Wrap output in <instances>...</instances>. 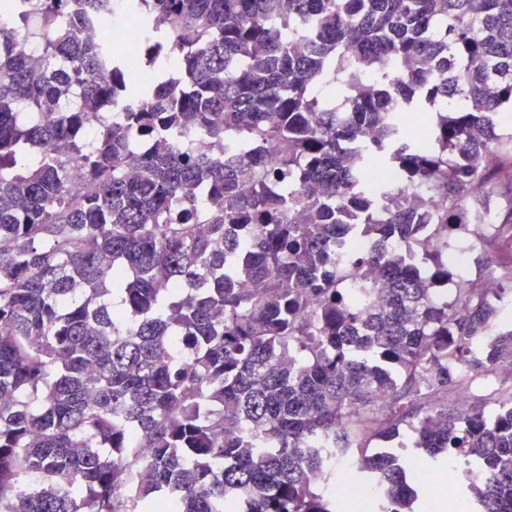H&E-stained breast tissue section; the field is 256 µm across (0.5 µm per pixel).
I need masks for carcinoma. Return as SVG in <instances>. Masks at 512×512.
Masks as SVG:
<instances>
[{"mask_svg": "<svg viewBox=\"0 0 512 512\" xmlns=\"http://www.w3.org/2000/svg\"><path fill=\"white\" fill-rule=\"evenodd\" d=\"M38 2L0 21V512H336L313 480L334 452L415 512L401 459L355 447L402 426L512 512V394L448 407L462 367H512V331L488 338L512 302V0H130L133 65L86 35L114 0ZM375 164L429 198L375 220ZM352 224L375 310L336 281ZM455 234L499 303L462 275L433 295Z\"/></svg>", "mask_w": 512, "mask_h": 512, "instance_id": "obj_1", "label": "carcinoma"}]
</instances>
